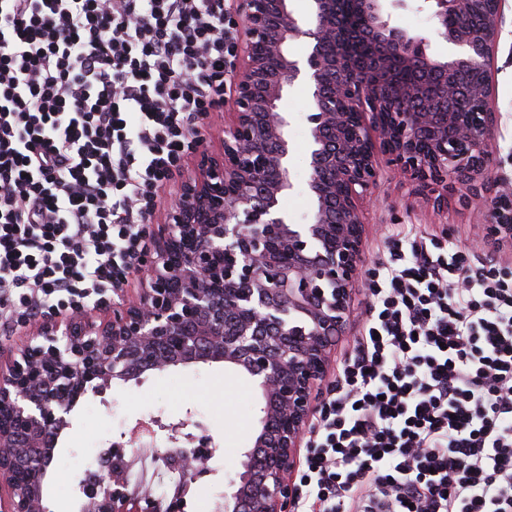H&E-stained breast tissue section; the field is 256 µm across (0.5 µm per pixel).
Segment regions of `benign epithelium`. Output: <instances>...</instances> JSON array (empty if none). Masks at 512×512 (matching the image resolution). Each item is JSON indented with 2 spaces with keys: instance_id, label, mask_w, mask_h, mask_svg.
Masks as SVG:
<instances>
[{
  "instance_id": "benign-epithelium-1",
  "label": "benign epithelium",
  "mask_w": 512,
  "mask_h": 512,
  "mask_svg": "<svg viewBox=\"0 0 512 512\" xmlns=\"http://www.w3.org/2000/svg\"><path fill=\"white\" fill-rule=\"evenodd\" d=\"M233 2L224 14L232 50L221 152L192 159L136 297L108 316H54L0 352V512H51L50 466L82 397L148 370L209 363L246 375L259 394L258 428L224 485V512H290L304 438L362 280V201L379 156L418 197L479 208L481 239L512 244V191L489 192L500 183L490 66L502 0H424L436 35L458 48L445 60L427 53L425 37L391 25L388 0H349L369 20L359 38L441 76L433 94L416 84L394 95L351 64L341 0H311L315 21L306 25L292 0ZM300 40L304 58L288 53ZM459 71L483 76L467 91L478 109L442 112L437 104L458 96ZM296 84L311 108L314 212L305 224L288 223L279 207L294 182L278 102ZM215 452L181 449L186 475L207 470ZM74 493L80 512H144L116 474L80 479Z\"/></svg>"
}]
</instances>
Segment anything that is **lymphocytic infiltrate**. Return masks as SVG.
I'll use <instances>...</instances> for the list:
<instances>
[{
	"mask_svg": "<svg viewBox=\"0 0 512 512\" xmlns=\"http://www.w3.org/2000/svg\"><path fill=\"white\" fill-rule=\"evenodd\" d=\"M224 0H0V327L121 298L224 106ZM299 512H512V280L404 231Z\"/></svg>",
	"mask_w": 512,
	"mask_h": 512,
	"instance_id": "1",
	"label": "lymphocytic infiltrate"
}]
</instances>
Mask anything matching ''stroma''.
<instances>
[{
    "mask_svg": "<svg viewBox=\"0 0 512 512\" xmlns=\"http://www.w3.org/2000/svg\"><path fill=\"white\" fill-rule=\"evenodd\" d=\"M421 0H403L393 8L391 22L400 29L429 40L430 54L444 57L448 45L433 32L432 24L418 21ZM505 23L496 47L491 80L494 88L492 110L496 114L495 133L499 144L497 165L512 180V0H505ZM279 109L289 120L292 143L289 166L294 188L280 200V208L290 222L305 223L313 207L307 192L310 174L307 150L309 106L304 94L288 90ZM365 234L364 269L373 273L393 233L407 227L417 228L436 246L448 244L475 251V233L484 221L482 212L449 201L439 207L415 196L397 170L381 167L376 186L363 204ZM372 303L367 288L356 293L353 312L343 336L336 340L332 371H339L353 354ZM257 395L243 375L231 372L220 363L176 367L165 372H145L140 379L113 385L100 395L81 398L72 416L71 428L61 436L51 464L47 496L52 512H77L72 494L74 480L94 459L96 448L121 438L124 450L135 448L133 429L139 419L156 418L170 423L186 420L193 435H208L217 445L214 467L233 464L247 448L256 432Z\"/></svg>",
    "mask_w": 512,
    "mask_h": 512,
    "instance_id": "35a3bbf8",
    "label": "stroma"
}]
</instances>
